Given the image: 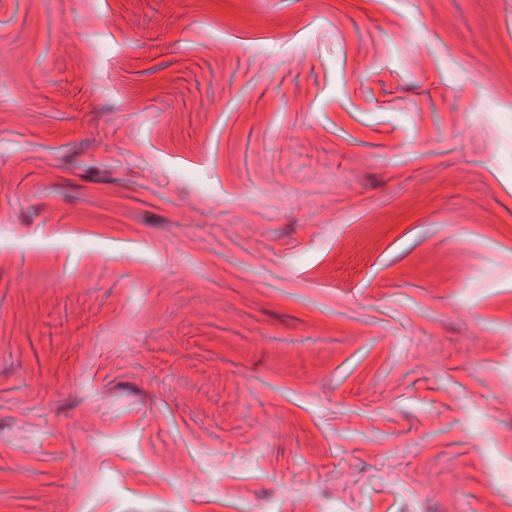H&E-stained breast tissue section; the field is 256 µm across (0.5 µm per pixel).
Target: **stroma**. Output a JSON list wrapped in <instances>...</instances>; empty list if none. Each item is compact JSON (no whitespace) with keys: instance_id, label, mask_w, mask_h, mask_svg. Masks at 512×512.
<instances>
[{"instance_id":"35a3bbf8","label":"stroma","mask_w":512,"mask_h":512,"mask_svg":"<svg viewBox=\"0 0 512 512\" xmlns=\"http://www.w3.org/2000/svg\"><path fill=\"white\" fill-rule=\"evenodd\" d=\"M512 0H0V512L512 497Z\"/></svg>"}]
</instances>
